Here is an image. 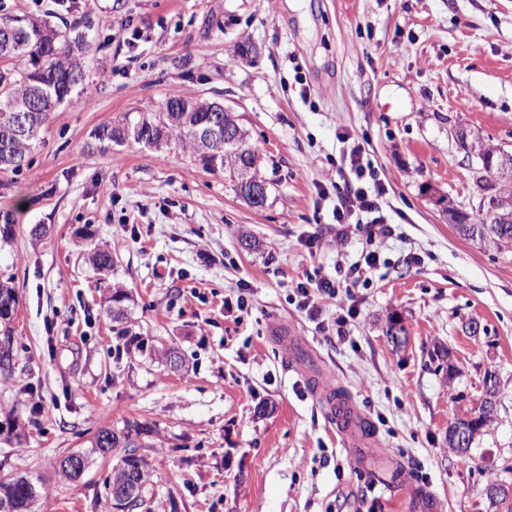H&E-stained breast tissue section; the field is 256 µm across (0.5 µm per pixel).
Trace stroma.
Here are the masks:
<instances>
[{"label": "stroma", "instance_id": "obj_1", "mask_svg": "<svg viewBox=\"0 0 512 512\" xmlns=\"http://www.w3.org/2000/svg\"><path fill=\"white\" fill-rule=\"evenodd\" d=\"M12 12L95 37L28 165L0 171L15 217L0 279L18 294L0 470L41 479L31 512H112L113 457L92 441L129 419L154 426L137 512H416L425 490L439 512H512L486 494L512 487V244L460 237L442 207L481 219L477 151H512V0H0ZM184 93L233 108L267 160L263 207L166 147L87 150L100 125ZM357 145L389 230L354 213L343 237L335 186ZM98 245L111 271L89 262ZM369 250L380 261L350 293L298 308L299 282ZM118 289L121 325L106 311ZM325 375L368 434L330 420ZM489 375L494 417L458 454L448 426L478 414ZM72 452L88 464L69 482L57 468Z\"/></svg>", "mask_w": 512, "mask_h": 512}]
</instances>
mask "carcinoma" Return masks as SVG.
<instances>
[{
    "label": "carcinoma",
    "mask_w": 512,
    "mask_h": 512,
    "mask_svg": "<svg viewBox=\"0 0 512 512\" xmlns=\"http://www.w3.org/2000/svg\"><path fill=\"white\" fill-rule=\"evenodd\" d=\"M94 36L88 28L76 23L58 25L46 18L28 14H0V168L19 171L29 162V155L40 140L51 112L71 97L85 79L87 62L94 48ZM31 117L29 135H14L17 119ZM219 128L221 137L207 144L197 134ZM130 130L131 136L117 140L115 135ZM240 126L231 112H213L208 102L190 94L166 97L152 105L151 112L138 119L125 118V124H106L95 131L88 149L102 150L112 144L147 145L151 139H163L165 146L188 153L204 169H220L229 174L237 192L244 193L245 181L268 188L265 159L246 137L237 135ZM464 223L455 225L468 238H486L493 242L512 241V224L503 225L486 219L476 223L469 214L461 213ZM117 291L108 300L112 320L126 319L123 301ZM16 310L15 290L10 282L0 283V336L13 335L9 313ZM152 432L151 426L128 421L120 432L102 429L93 441L100 452L120 448L122 452L112 467L110 494L119 501L117 484L123 470L144 473L150 483L148 459L136 452L141 436ZM44 487L38 480L24 476L0 477V500L7 501L15 512H29L30 506L43 497Z\"/></svg>",
    "instance_id": "cac0c4a2"
}]
</instances>
